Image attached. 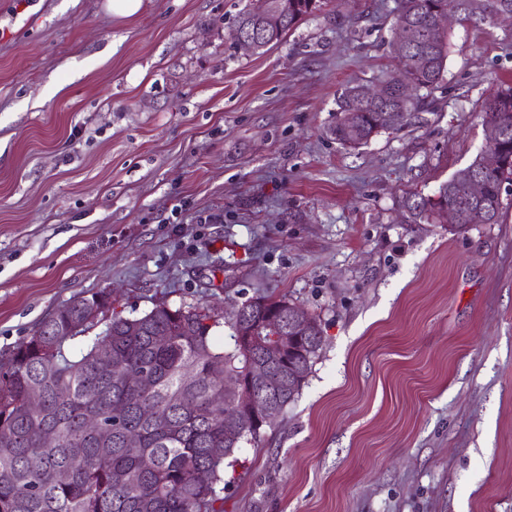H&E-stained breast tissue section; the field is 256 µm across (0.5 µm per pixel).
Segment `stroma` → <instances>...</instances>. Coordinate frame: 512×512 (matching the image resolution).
<instances>
[{
  "mask_svg": "<svg viewBox=\"0 0 512 512\" xmlns=\"http://www.w3.org/2000/svg\"><path fill=\"white\" fill-rule=\"evenodd\" d=\"M247 0H0V362L76 295L124 315L260 295L316 317L297 400L224 470V512H512V184L504 221L412 224L486 144L512 20L457 22L439 87L358 149L399 0H327L260 54ZM366 86L369 85L359 83L349 85L345 88L340 97L339 112L341 117L330 130V133L334 140L343 147L356 149L370 140L368 139L360 145L351 144L348 137V130L351 126L362 128L364 133L370 134L372 130L378 126L387 124L384 118L385 112H402L397 114L393 125L386 129L393 131L398 130L405 124L407 119L412 115V112L417 111L421 105V100L417 97H410L408 100L400 103L397 100L396 90L392 88L393 86H389V98L383 103L375 104L368 100L363 101L357 96L361 95V98L365 97L372 101L382 99L386 95L385 90L387 87V84L384 82L353 91L351 95L350 92L352 90Z\"/></svg>",
  "mask_w": 512,
  "mask_h": 512,
  "instance_id": "1",
  "label": "stroma"
}]
</instances>
